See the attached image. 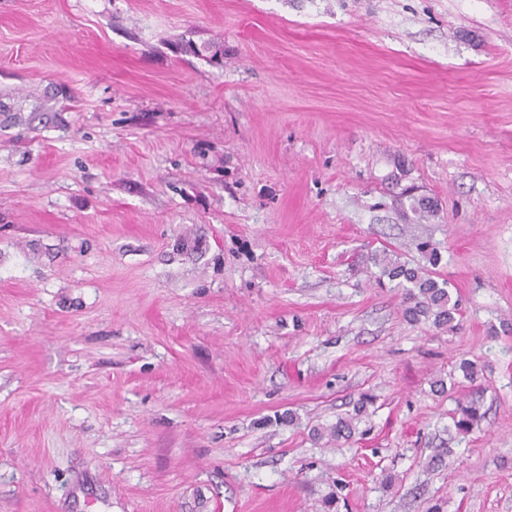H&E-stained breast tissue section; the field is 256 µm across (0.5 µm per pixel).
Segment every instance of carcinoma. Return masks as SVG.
Listing matches in <instances>:
<instances>
[{
  "mask_svg": "<svg viewBox=\"0 0 512 512\" xmlns=\"http://www.w3.org/2000/svg\"><path fill=\"white\" fill-rule=\"evenodd\" d=\"M375 266L379 268L378 281L385 279L407 286L404 297V315L412 322L432 320L433 324L448 326L454 322L458 310L451 303V295L447 283H438L425 276L422 269L401 264L387 255L373 257ZM370 398L363 397L355 404L353 413L337 419L336 424L325 431L318 430L316 435L328 437L330 441L349 439L354 430L355 421L366 413ZM454 427L459 433H468L484 418L480 405L473 401H462L457 404Z\"/></svg>",
  "mask_w": 512,
  "mask_h": 512,
  "instance_id": "obj_1",
  "label": "carcinoma"
}]
</instances>
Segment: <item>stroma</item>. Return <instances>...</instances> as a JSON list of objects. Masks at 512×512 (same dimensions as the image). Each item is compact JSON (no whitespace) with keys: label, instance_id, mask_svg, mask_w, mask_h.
Here are the masks:
<instances>
[{"label":"stroma","instance_id":"stroma-1","mask_svg":"<svg viewBox=\"0 0 512 512\" xmlns=\"http://www.w3.org/2000/svg\"><path fill=\"white\" fill-rule=\"evenodd\" d=\"M332 494L512 512V0H0V512ZM372 259L379 268V284L387 278L390 282L397 281L396 285L399 286L410 285H406L403 313L411 322L432 319L433 324L438 327L454 322L458 310L454 303L451 304L447 283L440 285L436 280L425 276L421 268L408 267L386 254L375 255ZM370 400L371 399L368 397H362L355 404L352 414L347 417L338 418L336 424L327 430H317L316 435L319 436V438H323L326 435L328 440L336 441V443L342 438L348 440L352 436V431L355 428V421H358L360 417L366 413ZM455 414L453 421L458 433L470 432L484 418L480 405L473 400L458 402Z\"/></svg>","mask_w":512,"mask_h":512}]
</instances>
